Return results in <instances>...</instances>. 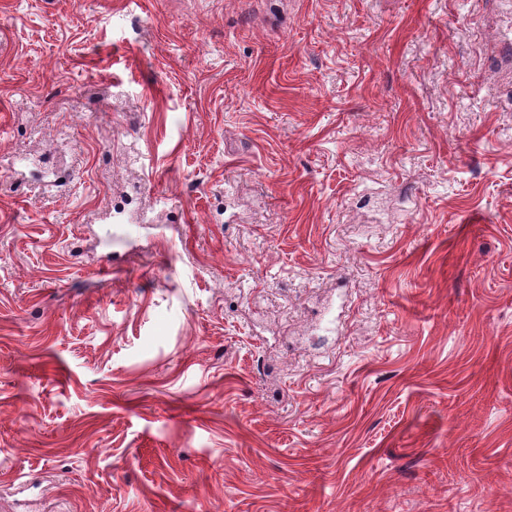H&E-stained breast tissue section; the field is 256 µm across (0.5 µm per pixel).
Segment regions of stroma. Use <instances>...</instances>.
Listing matches in <instances>:
<instances>
[{
	"label": "stroma",
	"mask_w": 512,
	"mask_h": 512,
	"mask_svg": "<svg viewBox=\"0 0 512 512\" xmlns=\"http://www.w3.org/2000/svg\"><path fill=\"white\" fill-rule=\"evenodd\" d=\"M0 512H512V0H0Z\"/></svg>",
	"instance_id": "stroma-1"
}]
</instances>
